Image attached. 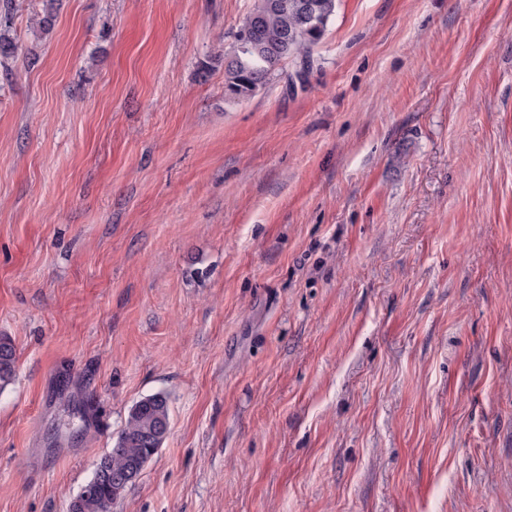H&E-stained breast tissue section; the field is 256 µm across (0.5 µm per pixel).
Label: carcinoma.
<instances>
[{"label": "carcinoma", "instance_id": "carcinoma-1", "mask_svg": "<svg viewBox=\"0 0 512 512\" xmlns=\"http://www.w3.org/2000/svg\"><path fill=\"white\" fill-rule=\"evenodd\" d=\"M254 0L245 18L256 23L253 49L244 53L239 45L224 55V93L232 98H248L274 79L282 64L289 60L307 62L312 50L324 37L336 15L337 0ZM32 28L48 32L54 25L52 6L30 18ZM17 52L8 29L0 28V57L8 60ZM16 375V350L11 339L0 336V391ZM170 424L168 399L161 393L144 397L129 410L114 447L100 458L101 464L114 472L131 470V479L115 482L98 479L95 489L85 495L77 493L70 501L69 512H111L159 450L165 436L148 437L155 423Z\"/></svg>", "mask_w": 512, "mask_h": 512}]
</instances>
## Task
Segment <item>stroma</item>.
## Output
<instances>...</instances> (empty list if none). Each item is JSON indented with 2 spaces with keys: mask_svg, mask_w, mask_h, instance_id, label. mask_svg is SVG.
<instances>
[{
  "mask_svg": "<svg viewBox=\"0 0 512 512\" xmlns=\"http://www.w3.org/2000/svg\"><path fill=\"white\" fill-rule=\"evenodd\" d=\"M252 4L13 14L0 512H68L155 393L112 512H512V0H338L234 99ZM16 375V350L11 339L0 336V390L12 383ZM163 421L167 427L166 435L160 437H147L156 422ZM170 424L168 399L161 393L144 397L137 401L129 410L127 418L119 431L114 447L99 460L101 464L112 472L131 469V480L115 482L112 478L96 479L94 474L81 487L80 491L71 499L69 512H110L112 504L121 498L123 493L131 486L143 470L145 464L159 450L167 438ZM95 481L94 485H85Z\"/></svg>",
  "mask_w": 512,
  "mask_h": 512,
  "instance_id": "stroma-1",
  "label": "stroma"
}]
</instances>
